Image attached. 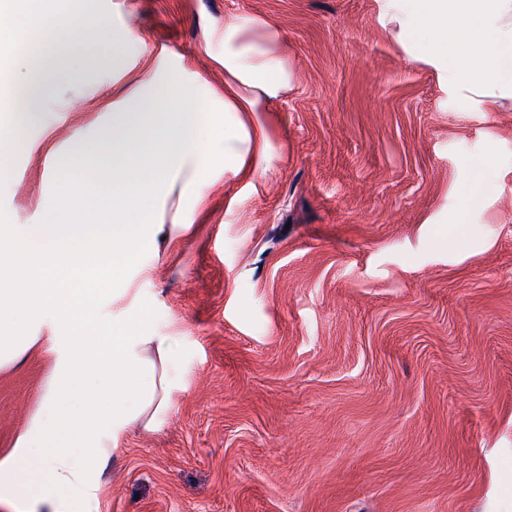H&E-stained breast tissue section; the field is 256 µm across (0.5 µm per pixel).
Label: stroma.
<instances>
[{
  "label": "stroma",
  "instance_id": "stroma-1",
  "mask_svg": "<svg viewBox=\"0 0 512 512\" xmlns=\"http://www.w3.org/2000/svg\"><path fill=\"white\" fill-rule=\"evenodd\" d=\"M153 67L224 109L226 20L278 29L288 79L266 102L255 184L216 163L148 204L188 236L128 278L172 337L169 413L134 429L85 512H512V102L457 107L394 37L381 0H95ZM39 39L0 66L10 155L0 216L52 222L76 136H104L110 44L34 99L14 93ZM0 372V457L48 375Z\"/></svg>",
  "mask_w": 512,
  "mask_h": 512
}]
</instances>
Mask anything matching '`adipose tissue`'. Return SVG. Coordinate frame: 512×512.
Returning a JSON list of instances; mask_svg holds the SVG:
<instances>
[{
    "label": "adipose tissue",
    "mask_w": 512,
    "mask_h": 512,
    "mask_svg": "<svg viewBox=\"0 0 512 512\" xmlns=\"http://www.w3.org/2000/svg\"><path fill=\"white\" fill-rule=\"evenodd\" d=\"M69 0H0V12L64 36L72 49L45 44L40 68L25 84L38 88L65 75L74 60L94 55L87 33L109 36L117 52L133 38L110 28L91 4ZM398 24L397 38L418 57L446 72L450 86L476 97L485 111L512 99V0H382ZM130 60L113 80L135 76ZM131 101H113L112 134L76 138L63 168L82 184L63 182L53 208L75 212L77 224H0V371L40 349L51 369L27 426L0 458V503L14 512H71L96 488L120 435L158 428L170 407V337L126 319L106 331L100 295L113 302L129 294L130 267L157 250L160 237L186 234L189 221L164 227L144 204L159 196L183 169L202 193L210 183L211 142L224 144V168L253 178L263 171L269 141L259 114L287 72L281 35L263 22L224 24V111L193 102L181 78L152 72L135 76Z\"/></svg>",
    "instance_id": "ef3b65f1"
}]
</instances>
